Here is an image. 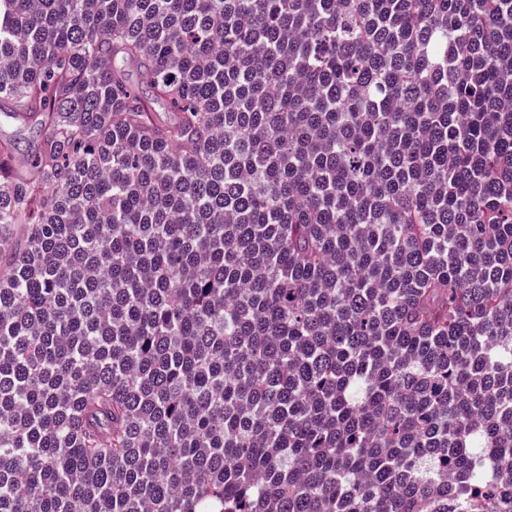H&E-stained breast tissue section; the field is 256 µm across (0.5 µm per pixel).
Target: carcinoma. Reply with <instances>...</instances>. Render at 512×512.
<instances>
[{"mask_svg": "<svg viewBox=\"0 0 512 512\" xmlns=\"http://www.w3.org/2000/svg\"><path fill=\"white\" fill-rule=\"evenodd\" d=\"M2 107L0 512H512V0H0ZM34 135L33 129L24 128L3 113L1 114L0 139H12L17 142L20 149L24 150L31 143Z\"/></svg>", "mask_w": 512, "mask_h": 512, "instance_id": "1", "label": "carcinoma"}]
</instances>
